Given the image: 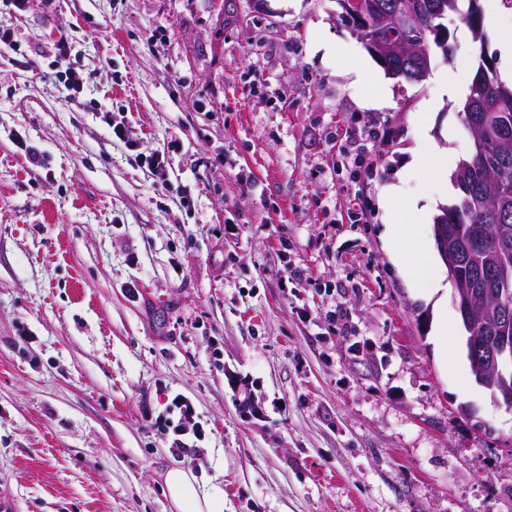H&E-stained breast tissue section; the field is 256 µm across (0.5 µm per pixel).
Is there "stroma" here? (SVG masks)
<instances>
[{
	"instance_id": "stroma-1",
	"label": "stroma",
	"mask_w": 512,
	"mask_h": 512,
	"mask_svg": "<svg viewBox=\"0 0 512 512\" xmlns=\"http://www.w3.org/2000/svg\"><path fill=\"white\" fill-rule=\"evenodd\" d=\"M340 13L0 0V492L14 512H175L174 468L224 512H512V409L475 382L452 296L428 298L395 259L407 241L387 242L415 197L453 201L410 163L425 138L466 158L462 102L420 123L432 81L385 77ZM446 24L452 55L431 69L453 82L473 43ZM69 68L77 98L57 79ZM357 113L395 132L367 145L377 174L360 184L339 140ZM155 151L162 181L140 160ZM228 370L266 421L241 419ZM175 393L197 408L205 465L143 418Z\"/></svg>"
}]
</instances>
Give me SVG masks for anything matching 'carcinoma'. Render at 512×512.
I'll return each mask as SVG.
<instances>
[{
    "label": "carcinoma",
    "instance_id": "cac0c4a2",
    "mask_svg": "<svg viewBox=\"0 0 512 512\" xmlns=\"http://www.w3.org/2000/svg\"><path fill=\"white\" fill-rule=\"evenodd\" d=\"M400 0H362L357 34L360 41L372 37L385 15L395 12ZM419 15L420 29H392L403 39H416L421 54L373 58L389 75L410 83L423 82L431 70L436 51L449 57L450 31L444 20L456 16L471 31L475 43L476 69L460 111L465 128L478 129L469 155L452 175L457 190L453 203L441 209L436 224L448 225V245L457 263L448 264V279L466 290L503 287L512 294V87L498 79L494 61L485 52V35L479 0H409ZM508 310L485 311L479 335L495 343L501 324L512 323V298Z\"/></svg>",
    "mask_w": 512,
    "mask_h": 512
}]
</instances>
